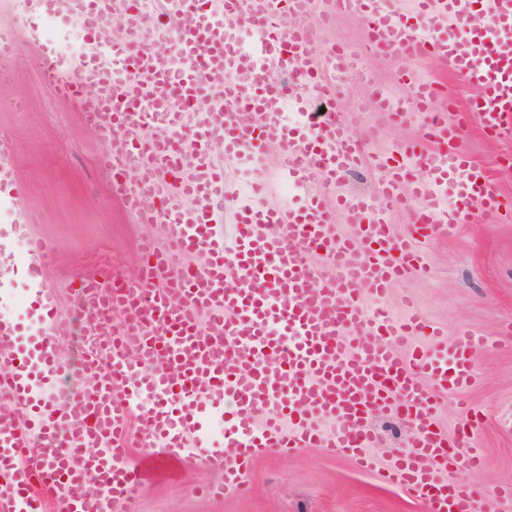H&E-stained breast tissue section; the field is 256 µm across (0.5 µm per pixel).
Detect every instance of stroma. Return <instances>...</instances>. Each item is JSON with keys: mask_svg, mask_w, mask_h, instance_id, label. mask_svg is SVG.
Here are the masks:
<instances>
[{"mask_svg": "<svg viewBox=\"0 0 512 512\" xmlns=\"http://www.w3.org/2000/svg\"><path fill=\"white\" fill-rule=\"evenodd\" d=\"M41 24L37 13L20 16L17 0H0V28L13 30L18 37L15 65L0 79V134L12 142L24 186L15 215L27 220L31 236L56 247L57 261L45 279L65 307L76 276L106 261L125 277H134L143 261L141 241L153 238L169 244L170 229L140 223L123 209L112 174L97 162L103 151L101 138L77 105L59 99L43 78L36 61L39 40L31 34ZM364 64L375 82L397 95L408 92L397 81L406 69L444 81L461 103H468L474 94L462 80L449 75L443 63L427 55L381 53ZM367 95V87L356 78L337 86V113H350L351 103ZM353 116L352 130L368 156L414 141L423 130L420 120L397 122L371 104ZM462 146L491 172L506 210L498 215L473 210L455 236L422 243L430 273L399 280L383 303L397 317L407 304H414L439 331L425 340L431 350L444 342L455 343L465 331L487 338V347L473 356L476 384L466 394L467 406H460L455 395H440L438 420L452 434L467 411L480 413L477 443L484 463L480 471L459 470L455 476L488 491L487 512H512L511 502L492 496L496 488L512 487V138L486 137L474 129ZM212 155L224 171L225 245H232L238 213L250 201L255 185L264 186L262 201L269 207L301 197L297 191L285 199L278 193L288 176L280 168L277 146L268 147L266 167L259 173L247 161L225 157L223 144L213 145ZM379 179V171L367 163L333 186L315 181L333 211L337 235L360 237L358 225L347 223L338 210L337 198L375 194ZM372 425L378 436L369 450L373 469L358 468L335 448H305L288 458L270 453L251 466L249 495L216 497L204 489L219 484L222 472L185 465L176 479L160 478L139 486L130 512H425L422 502L382 477L395 453L407 446L408 424L399 416L384 414L373 418Z\"/></svg>", "mask_w": 512, "mask_h": 512, "instance_id": "1", "label": "stroma"}]
</instances>
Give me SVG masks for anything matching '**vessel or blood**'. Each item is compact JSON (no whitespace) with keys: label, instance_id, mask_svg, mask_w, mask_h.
I'll return each instance as SVG.
<instances>
[{"label":"vessel or blood","instance_id":"1","mask_svg":"<svg viewBox=\"0 0 512 512\" xmlns=\"http://www.w3.org/2000/svg\"><path fill=\"white\" fill-rule=\"evenodd\" d=\"M417 23L405 22L394 0H329L332 10L355 11L366 20L359 55L417 52L434 56L477 93L474 111L449 123L432 103L436 80L408 70L401 80L405 102L375 86L376 108L400 121L425 118L424 137L373 156L384 177L374 198L343 200L350 223L360 225L361 244L337 238L319 192L304 206H245L235 246H224L219 205L224 178L209 148L224 145L229 157L264 165L266 146L278 144L281 165L294 183L316 175L334 181L362 162L360 142L337 113H314L312 99L328 94L311 65L315 35L299 16L301 0H167L172 20L168 43L175 53L160 62L148 25L133 11L124 40L110 57L61 61L42 44L39 62L60 97L98 109L89 118L106 144L102 165L121 176L123 207L146 224H165L173 251L154 240L141 244L145 263L133 280L101 265L75 283L73 310L120 312L102 334L86 336L78 372L83 388H65L54 352L69 332L45 272L52 245L32 238L24 221H13L11 249L22 254L37 329L21 333L8 311L11 281L0 279V512H45L42 490L53 493L54 512H128L137 487L154 480L146 463L130 461L128 425L137 420L148 444L176 468L203 464L221 469L224 491L247 494L248 471L270 452L292 455L303 448H337L360 468L371 466L377 441L371 418L396 413L412 426L407 449L394 456L383 478L420 500L426 512H477L483 491L447 479L450 467L481 464L475 445L481 424L467 413L455 437L436 423L438 394H460L475 381L473 352L486 340L468 335L433 354L415 341L429 326L413 313L392 323L384 309L366 311L361 296L379 297L410 271H426L420 240L452 237L473 207L499 210L488 172L458 148L471 126L497 138L512 136V0H413ZM69 8L83 31L101 35L107 0H38L43 16ZM250 27L253 50L240 32ZM246 69L254 87L242 94L234 79ZM77 71L79 83L68 80ZM223 77L227 113L212 121L195 111L209 97L211 75ZM303 88L302 121L285 117L289 96L281 75ZM154 133L143 138L139 129ZM20 194L12 154L0 153V204ZM414 209L413 229L394 236L389 209ZM201 253L197 268L181 267L174 253ZM320 254L332 275L319 279L310 265ZM123 397H116L117 388ZM333 427H325L324 419Z\"/></svg>","mask_w":512,"mask_h":512}]
</instances>
